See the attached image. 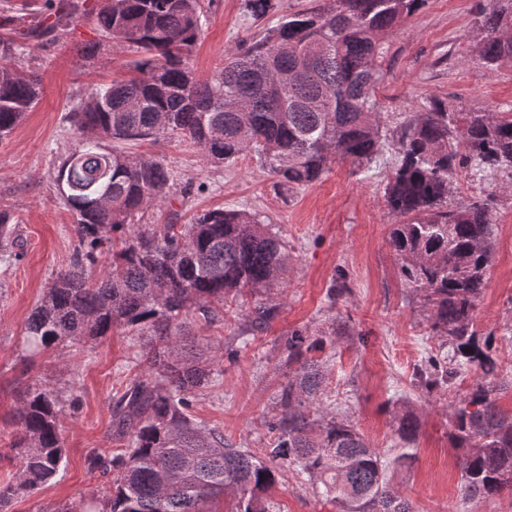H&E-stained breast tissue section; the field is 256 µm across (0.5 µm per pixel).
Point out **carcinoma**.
<instances>
[{
	"label": "carcinoma",
	"mask_w": 512,
	"mask_h": 512,
	"mask_svg": "<svg viewBox=\"0 0 512 512\" xmlns=\"http://www.w3.org/2000/svg\"><path fill=\"white\" fill-rule=\"evenodd\" d=\"M427 0H320L283 13L258 40L242 38L210 79L193 76L187 57L202 31L203 0H102L68 3L69 19L90 17L101 36L143 53L136 74L95 92L67 113L82 135L60 163L56 183L74 217L77 245L25 324L31 355L79 344L130 327L146 337L135 378L112 405V434L123 447L91 456L112 475L96 497L41 512H206L234 495L233 512H267L262 494L289 463L323 486L339 512H414L386 477L389 462L344 418L306 407L324 373L307 357L317 343L301 330L284 341L298 364L281 387L280 412L266 421L275 440L259 456L235 448L224 434L189 414L196 391L212 382L214 357L194 352L193 321L212 324L224 307L284 282L285 241L259 215L214 209L190 224L134 228L132 219L163 200L173 179L162 162L103 150L101 138H181L214 164L252 152L279 182L306 187L333 163L370 167L392 141L398 160L384 198L395 217L388 244L400 275L430 312L443 354L425 358L417 377L425 388H447L469 369L481 371L449 418L463 450L462 491L492 499L512 489V414L500 411L491 378L497 364L471 330L494 253L493 197L449 205L454 181L512 177V113L450 111L433 99L423 112L382 134L378 93L389 67L387 40ZM478 22L477 59L485 67L512 64V0H489ZM279 0H244L255 21L279 11ZM0 141L39 102V78L12 59L24 41L45 34L17 16L0 20ZM108 270L91 278L102 248ZM13 217L0 210V261L19 257ZM54 390L34 387L16 409L21 432L12 444L16 476L0 484V512L20 495L50 485L66 461ZM399 437L416 438L418 419H399Z\"/></svg>",
	"instance_id": "obj_1"
}]
</instances>
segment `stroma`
I'll return each instance as SVG.
<instances>
[{
	"mask_svg": "<svg viewBox=\"0 0 512 512\" xmlns=\"http://www.w3.org/2000/svg\"><path fill=\"white\" fill-rule=\"evenodd\" d=\"M487 5L488 0H428L399 24L378 94L386 131L424 111L435 97L466 112L512 110V65L488 68L476 59V18ZM276 22L273 14L260 21L246 18L241 0H211L190 68L197 79L209 78L223 67L227 49ZM87 45L97 48L89 61L82 54ZM137 58L128 45L102 39L95 23L84 17L60 27L54 40L21 60L39 73L42 95L0 142V210L13 215L22 244L18 260L0 263V483L15 474L14 414L25 391L36 384L50 386L62 403L67 466L52 485L18 497L10 512L78 501L107 486V477L90 470L87 459L115 448L112 399L140 373L136 361L144 339L125 329L34 357L25 350L24 336L29 313L56 274L69 266L76 244L73 216L55 183L60 161L79 141L65 116L97 85L128 75ZM102 147L159 160L172 172L166 200L135 215L136 224H186L209 209H244L265 216L287 244L285 284L269 299L276 310L273 320L254 328L258 301L250 297L236 318L203 329L216 358L213 382L190 409L196 419L218 428L235 447H264L276 394L295 370L283 343L301 330L319 340L311 356L328 371L323 410L350 421L389 460V483L417 512H512L511 491L489 500L467 499L461 491V451L449 438V416L452 401L466 394L478 372L463 374L446 392L427 390L414 378L425 357L437 353L439 342L427 308L403 283L386 242L392 218L383 195L394 151L367 169L332 165L312 185L290 190L250 153L215 165L179 138H107ZM489 193L496 196L494 256L471 324L498 364L496 402L511 413L512 179L501 176L488 184L463 176L449 200L460 205ZM338 280L346 287L336 293L332 287ZM408 412L417 417L419 433L407 445L397 428ZM406 451L410 461L397 463ZM276 478L266 493L270 512H337L336 503L310 480L298 478L292 467H278Z\"/></svg>",
	"mask_w": 512,
	"mask_h": 512,
	"instance_id": "1",
	"label": "stroma"
}]
</instances>
